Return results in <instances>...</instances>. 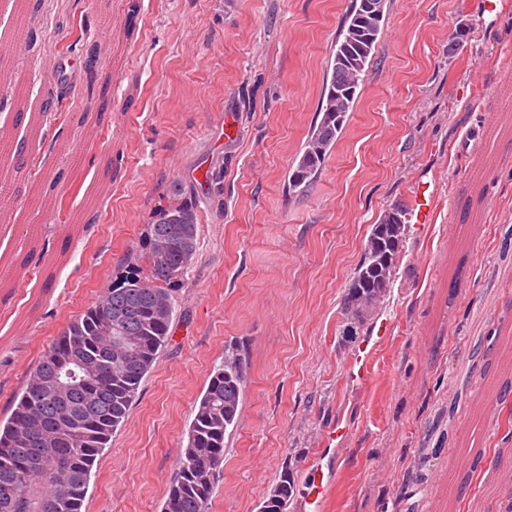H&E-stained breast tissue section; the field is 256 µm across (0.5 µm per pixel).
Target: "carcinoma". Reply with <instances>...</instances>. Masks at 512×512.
Segmentation results:
<instances>
[{"label": "carcinoma", "instance_id": "cac0c4a2", "mask_svg": "<svg viewBox=\"0 0 512 512\" xmlns=\"http://www.w3.org/2000/svg\"><path fill=\"white\" fill-rule=\"evenodd\" d=\"M364 2L351 0L337 31L336 53L322 88V117L310 128L288 178L289 191L297 196L307 192L331 153L374 55L384 13L364 10ZM34 14L35 4L23 0L17 32L26 41ZM92 109L94 120L105 123L112 112L109 85H98ZM169 199L154 210L139 239L152 259V283L130 272L109 286L27 371L8 417L0 419V512H85L93 468L171 340L174 293L197 254V205L184 200L176 184ZM406 216L404 204H392L370 229L342 298L349 336L369 325L391 292ZM69 356L76 360L74 384L58 390L57 362ZM247 381L244 346L231 343L195 402L161 512H208L224 462L225 435L238 423ZM33 449L42 464L23 466ZM294 485L286 465L259 512H286Z\"/></svg>", "mask_w": 512, "mask_h": 512}]
</instances>
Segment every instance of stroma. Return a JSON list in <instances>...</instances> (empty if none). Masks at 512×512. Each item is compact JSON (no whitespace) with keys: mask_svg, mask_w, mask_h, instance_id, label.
I'll return each mask as SVG.
<instances>
[{"mask_svg":"<svg viewBox=\"0 0 512 512\" xmlns=\"http://www.w3.org/2000/svg\"><path fill=\"white\" fill-rule=\"evenodd\" d=\"M138 3L132 15L129 0H112L107 26L100 0H42L33 40L0 58V139L30 152V192L0 219V268L36 251L0 281V417L125 257L150 278L136 245L176 181L198 206L199 249L171 340L97 465L86 512H160L193 403L231 343L247 350L248 383L209 512H258L286 463V512H299L317 457L336 467L322 512H440L470 446L501 465L480 464L455 512H507L512 427L485 380L512 401V369L498 351L490 369L472 365L470 350L512 334V0H385L353 112L302 197L288 191L290 168L350 0ZM463 24L467 47L449 55ZM88 40L101 48L95 71L54 84ZM103 80L112 123L90 143L84 113ZM49 90L61 111H41ZM60 169L70 178L57 184ZM397 202L409 215L393 288L367 329L345 335L344 291L372 224ZM452 402L443 440L428 423Z\"/></svg>","mask_w":512,"mask_h":512,"instance_id":"1","label":"stroma"}]
</instances>
